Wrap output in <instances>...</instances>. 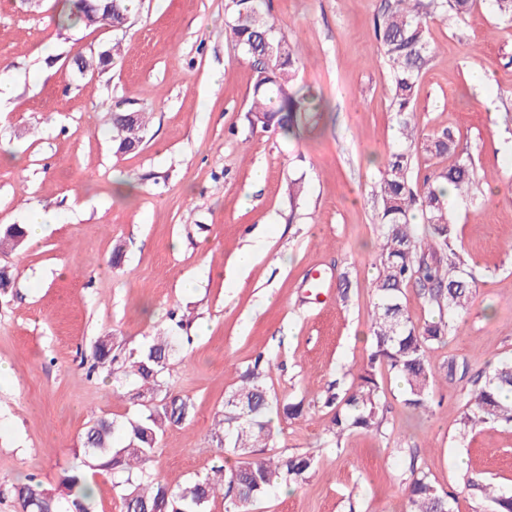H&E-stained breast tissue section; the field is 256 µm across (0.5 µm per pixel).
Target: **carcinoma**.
<instances>
[{"instance_id":"cac0c4a2","label":"carcinoma","mask_w":512,"mask_h":512,"mask_svg":"<svg viewBox=\"0 0 512 512\" xmlns=\"http://www.w3.org/2000/svg\"><path fill=\"white\" fill-rule=\"evenodd\" d=\"M54 16L60 30L76 26L95 28L94 17L112 14V27L127 24L130 0H61ZM264 0H232L228 31L242 52L251 58L255 77L246 118L263 131L295 137L307 115L324 110L321 99L296 87L302 58L297 45L280 35L263 9ZM477 0H387L373 22V36L391 76V105L399 139L387 154L379 182L380 251L375 279L376 302L370 319L371 350L357 381L347 389L336 387L319 400L280 399L271 394L267 379L272 363L257 356L240 376L239 384L224 399V411L213 422L212 439L221 454L211 474L173 488L152 468L165 428L188 421L193 404L167 391L172 362L183 350L180 336H155L145 346L132 349L121 361L130 379L126 395L140 407L134 418H100L84 433L81 464L62 478L66 494H57L29 480L15 488L23 512H91L90 471H112L122 512H209L217 497L224 512H251L253 503L281 483L300 484L314 468L307 454L268 455L276 435L268 415L271 410L296 419L311 408L331 413L327 433L335 444L348 432L378 433L384 420L378 381L384 367L404 385L406 408L430 411L438 375L445 379L465 377L467 361L450 360L439 369L430 353L445 343L450 331L468 312L472 283L468 255L459 243L456 219L448 209L444 185L453 187L460 199L471 203L481 190L471 158L457 153L456 137L443 129L419 133L415 102L419 78L433 53L427 18L450 15L462 19ZM125 112L111 111L114 153L136 151L143 143L147 120L143 112L130 121ZM436 159L454 158L452 164L413 183L414 153ZM27 237L26 227L11 224L0 228V248L17 247ZM424 290L429 315L416 322L404 297L410 284ZM97 366L118 362L110 339L95 348ZM512 359L487 365L465 394L466 411L461 431L487 423H512ZM238 456L231 468L223 453ZM464 487L489 512H512V493L491 489L482 478L466 474ZM407 512H453V495L439 487L425 472L413 467L408 484Z\"/></svg>"}]
</instances>
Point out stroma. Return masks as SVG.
Instances as JSON below:
<instances>
[{
    "instance_id": "1",
    "label": "stroma",
    "mask_w": 512,
    "mask_h": 512,
    "mask_svg": "<svg viewBox=\"0 0 512 512\" xmlns=\"http://www.w3.org/2000/svg\"><path fill=\"white\" fill-rule=\"evenodd\" d=\"M383 3L267 0L301 49L299 82L327 103L294 140L246 120L254 65L227 36L231 0H135L126 28L61 33L54 0L36 13L0 0V71L15 89L0 103V226L34 209L52 215L38 241L0 250L15 278L0 295V512H16L26 478L57 489L93 420L133 414L122 376L93 368L100 337L125 352L183 322L191 343L168 382L194 412L165 431L154 464L174 488L209 473L213 420L257 355L270 359L281 398L316 400L357 379L370 350L376 186L397 139L373 37ZM429 33L420 128L452 130L487 191L453 204L476 293L431 353L438 365L467 361L468 378L437 380L430 411L414 415L380 371L381 432L338 443L327 411L273 417L275 452L311 454L314 469L253 512H404L414 465L452 492L454 512L474 507L463 472L512 492V425L460 429L470 379L512 357V22L480 0L465 21L431 19ZM115 44L112 64L73 75V58ZM475 69L486 86L472 83ZM115 105L150 115L136 153L113 152ZM295 179L303 190L293 199ZM244 250L252 262L241 267Z\"/></svg>"
}]
</instances>
